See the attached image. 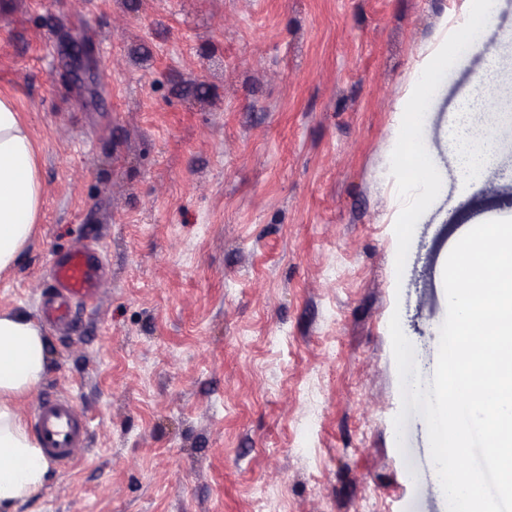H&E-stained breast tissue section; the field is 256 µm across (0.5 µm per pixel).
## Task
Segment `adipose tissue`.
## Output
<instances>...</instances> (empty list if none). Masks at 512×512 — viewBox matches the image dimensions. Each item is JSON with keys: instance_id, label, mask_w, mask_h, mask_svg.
Here are the masks:
<instances>
[{"instance_id": "obj_1", "label": "adipose tissue", "mask_w": 512, "mask_h": 512, "mask_svg": "<svg viewBox=\"0 0 512 512\" xmlns=\"http://www.w3.org/2000/svg\"><path fill=\"white\" fill-rule=\"evenodd\" d=\"M494 106L474 95L448 128V145L462 172L484 168L491 143L479 116ZM44 192L35 142L8 94L0 92V272L14 267L30 240ZM47 372L41 327L19 313H0V512L35 498L48 465L14 409V400L38 387Z\"/></svg>"}]
</instances>
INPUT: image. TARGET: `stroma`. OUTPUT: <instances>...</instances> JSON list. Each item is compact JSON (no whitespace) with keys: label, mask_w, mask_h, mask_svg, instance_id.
I'll return each instance as SVG.
<instances>
[{"label":"stroma","mask_w":512,"mask_h":512,"mask_svg":"<svg viewBox=\"0 0 512 512\" xmlns=\"http://www.w3.org/2000/svg\"><path fill=\"white\" fill-rule=\"evenodd\" d=\"M470 4L0 0V90L45 187L0 312L38 318L53 257L83 238L106 257L99 305L45 327L48 374L18 403L27 420L71 397L88 438L15 512H447L425 421L395 432L389 322L431 386L446 259L512 218V132L475 183L448 149L479 78L512 106V0L430 103L442 189L400 274L390 156Z\"/></svg>","instance_id":"stroma-1"}]
</instances>
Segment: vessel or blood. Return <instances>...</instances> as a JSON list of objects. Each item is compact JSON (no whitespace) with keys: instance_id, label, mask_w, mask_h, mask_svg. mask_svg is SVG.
<instances>
[{"instance_id":"1","label":"vessel or blood","mask_w":512,"mask_h":512,"mask_svg":"<svg viewBox=\"0 0 512 512\" xmlns=\"http://www.w3.org/2000/svg\"><path fill=\"white\" fill-rule=\"evenodd\" d=\"M102 254L86 248L58 257L53 263L51 295L42 311L53 323L72 318L74 305L96 307L100 300L97 282ZM33 428L45 454L59 465H70L74 448L89 434V421L64 395L44 398L33 415Z\"/></svg>"}]
</instances>
